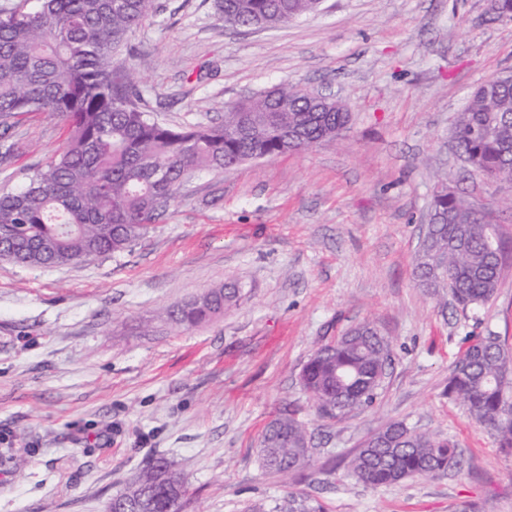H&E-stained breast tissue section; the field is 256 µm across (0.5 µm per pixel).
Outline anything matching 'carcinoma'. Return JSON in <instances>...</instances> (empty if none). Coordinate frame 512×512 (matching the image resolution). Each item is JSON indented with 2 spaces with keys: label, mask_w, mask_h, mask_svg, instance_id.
<instances>
[{
  "label": "carcinoma",
  "mask_w": 512,
  "mask_h": 512,
  "mask_svg": "<svg viewBox=\"0 0 512 512\" xmlns=\"http://www.w3.org/2000/svg\"><path fill=\"white\" fill-rule=\"evenodd\" d=\"M155 0H19L0 9V118L53 112L69 126L64 148L22 188L0 194L6 258L31 267L65 266L120 254L141 242L198 170L306 150L347 126L343 109L315 112L298 88L281 86L224 111L209 126L174 128L137 105L138 81L118 73L114 53ZM224 24L273 29L316 9L315 0H215ZM468 172L487 184L512 178V84H477L452 130ZM415 266L419 285L463 308L481 307L499 288L503 250L485 216L453 193L436 194ZM233 285L212 288L168 312L181 327L224 313ZM391 366L388 338L363 323L316 350L300 383L328 419L354 416L376 401ZM448 396L493 432L512 455V349L500 337H473L453 363ZM263 465L287 474L310 463L307 429L293 416L271 421ZM461 466L455 444L393 421L367 437L349 474L370 487L439 477ZM183 488L174 459L160 457L125 490L136 512H179Z\"/></svg>",
  "instance_id": "cac0c4a2"
}]
</instances>
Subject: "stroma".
Instances as JSON below:
<instances>
[{
  "label": "stroma",
  "mask_w": 512,
  "mask_h": 512,
  "mask_svg": "<svg viewBox=\"0 0 512 512\" xmlns=\"http://www.w3.org/2000/svg\"><path fill=\"white\" fill-rule=\"evenodd\" d=\"M115 64L173 127L221 122L281 84L333 95L342 134L308 150L194 173L132 250L92 262L0 261V512H106L158 457L177 460L182 512H512V456L448 395L472 336L512 346V181L464 173L451 133L472 89L512 72V22L487 0H322L277 29L226 26L214 0H155ZM65 122L0 123V193L63 147ZM485 213L504 247L494 300L462 309L420 288L415 257L438 185ZM226 283L223 315L191 329L169 308ZM391 342L375 404L324 419L299 383L321 345L363 323ZM312 436L309 466L262 467L281 415ZM455 441L460 469L382 488L347 472L387 423Z\"/></svg>",
  "instance_id": "stroma-1"
}]
</instances>
